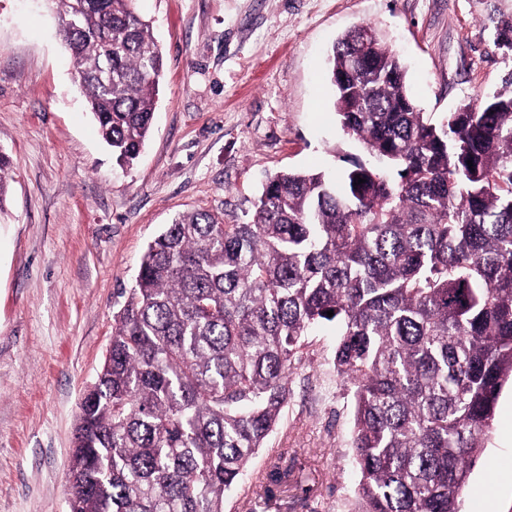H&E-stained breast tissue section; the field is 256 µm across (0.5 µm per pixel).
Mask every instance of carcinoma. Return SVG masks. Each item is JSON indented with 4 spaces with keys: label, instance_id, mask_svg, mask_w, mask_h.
Here are the masks:
<instances>
[{
    "label": "carcinoma",
    "instance_id": "obj_1",
    "mask_svg": "<svg viewBox=\"0 0 512 512\" xmlns=\"http://www.w3.org/2000/svg\"><path fill=\"white\" fill-rule=\"evenodd\" d=\"M53 2L75 83L130 166L164 74L152 26L136 0ZM328 64L333 111L370 162L338 182L276 173L249 223L182 212L147 244L80 404L70 512H224L322 322L353 390L359 512H459L512 382V73L436 126L375 27L343 34Z\"/></svg>",
    "mask_w": 512,
    "mask_h": 512
}]
</instances>
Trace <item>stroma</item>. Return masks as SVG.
<instances>
[{
	"mask_svg": "<svg viewBox=\"0 0 512 512\" xmlns=\"http://www.w3.org/2000/svg\"><path fill=\"white\" fill-rule=\"evenodd\" d=\"M165 56L152 132L120 168L73 82L50 0H0V512H68L78 406L101 370L141 256L177 213L250 221L284 170L339 176L351 158L328 55L360 24L406 67L435 122L498 91L512 0H137ZM291 398L224 512H355L353 403L336 327L305 338ZM463 512H512V384L499 394Z\"/></svg>",
	"mask_w": 512,
	"mask_h": 512,
	"instance_id": "35a3bbf8",
	"label": "stroma"
}]
</instances>
